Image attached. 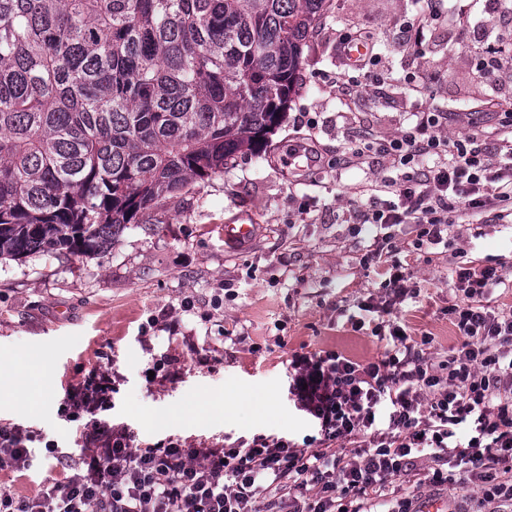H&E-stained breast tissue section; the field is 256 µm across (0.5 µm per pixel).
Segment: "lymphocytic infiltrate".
I'll use <instances>...</instances> for the list:
<instances>
[{
  "label": "lymphocytic infiltrate",
  "mask_w": 512,
  "mask_h": 512,
  "mask_svg": "<svg viewBox=\"0 0 512 512\" xmlns=\"http://www.w3.org/2000/svg\"><path fill=\"white\" fill-rule=\"evenodd\" d=\"M449 116L419 113L415 126L381 145L402 172L390 200L354 212L376 228L365 264L385 278L390 296L359 303L346 322L370 327L382 352L356 361L335 351L293 356L291 392L317 425L303 444L257 436L222 448L179 442L140 446L134 432L112 423L115 391L98 365L72 384L58 414L75 423L82 453L45 451L59 473L36 494L0 491V512H412L398 479L417 485L481 491L480 512H512V308H491L512 275L499 258L459 259L448 277L461 303L444 313L459 344L431 361L432 337L404 333L392 314L408 289L398 257L397 227L410 224L414 249L447 244L454 218L479 222L512 216V113L493 131L472 118L463 139L439 136ZM503 166L491 167L489 147ZM443 162L432 169L424 157ZM471 427L467 440L460 425ZM36 434L0 425V469L22 471L34 461Z\"/></svg>",
  "instance_id": "f902f5d3"
}]
</instances>
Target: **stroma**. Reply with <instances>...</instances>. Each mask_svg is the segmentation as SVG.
I'll return each mask as SVG.
<instances>
[{
  "label": "stroma",
  "instance_id": "obj_1",
  "mask_svg": "<svg viewBox=\"0 0 512 512\" xmlns=\"http://www.w3.org/2000/svg\"><path fill=\"white\" fill-rule=\"evenodd\" d=\"M419 0H332L303 47L296 91L262 157L237 158L223 174L162 200L94 256L65 251L0 260V363L29 380V399L0 405V423L42 433L63 448L73 433L57 415L71 383L109 355L116 391L112 420L139 440L180 439L221 446L256 435L296 442L316 435L289 394L293 355L333 349L356 360L383 344L369 330L345 327L342 309L380 297L382 279L362 258L375 233L353 232L351 211L373 203L371 186L401 172L379 152L337 164L361 137L383 142L412 127L417 113L449 112L444 134L465 135L469 114L487 101L512 109V61L482 74L479 57L512 43V0L458 13L445 0L439 20L422 22ZM423 23L421 49L405 29ZM362 33L377 65L348 70L340 37ZM305 143L317 166H284L288 147ZM307 213H300V204ZM225 224L259 225L248 244L225 247ZM512 257V220L488 218L479 231L457 223L448 249L424 245L403 256L417 297L397 310L412 335L434 338L441 360L458 339L442 308L458 300L448 280L453 252ZM235 286L225 295L224 284ZM175 323L180 337L139 339L149 318ZM213 351L203 366L195 351ZM182 358L176 381L151 385L152 359ZM226 400L229 410L211 407Z\"/></svg>",
  "mask_w": 512,
  "mask_h": 512
}]
</instances>
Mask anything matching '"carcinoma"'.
I'll return each instance as SVG.
<instances>
[{
  "label": "carcinoma",
  "mask_w": 512,
  "mask_h": 512,
  "mask_svg": "<svg viewBox=\"0 0 512 512\" xmlns=\"http://www.w3.org/2000/svg\"><path fill=\"white\" fill-rule=\"evenodd\" d=\"M332 0H0V259L94 255L265 152Z\"/></svg>",
  "instance_id": "obj_1"
}]
</instances>
